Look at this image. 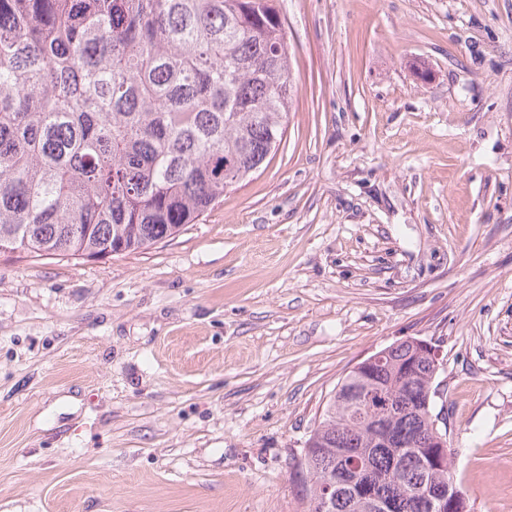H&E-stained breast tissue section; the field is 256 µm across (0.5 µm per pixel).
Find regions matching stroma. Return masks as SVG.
<instances>
[{"label":"stroma","mask_w":512,"mask_h":512,"mask_svg":"<svg viewBox=\"0 0 512 512\" xmlns=\"http://www.w3.org/2000/svg\"><path fill=\"white\" fill-rule=\"evenodd\" d=\"M275 151L104 258L0 253V512H297L337 385L409 338L471 512H512V0H278Z\"/></svg>","instance_id":"stroma-1"}]
</instances>
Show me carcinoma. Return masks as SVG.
<instances>
[{
  "label": "carcinoma",
  "instance_id": "1",
  "mask_svg": "<svg viewBox=\"0 0 512 512\" xmlns=\"http://www.w3.org/2000/svg\"><path fill=\"white\" fill-rule=\"evenodd\" d=\"M295 92L276 0H0V247L101 256L192 224L280 144ZM437 366L413 341L346 376L294 458L302 512H468L428 447ZM390 406L381 429L351 419ZM380 502L383 508L374 509Z\"/></svg>",
  "mask_w": 512,
  "mask_h": 512
}]
</instances>
